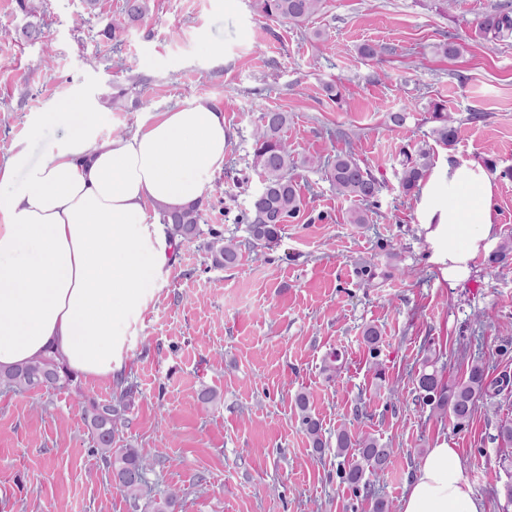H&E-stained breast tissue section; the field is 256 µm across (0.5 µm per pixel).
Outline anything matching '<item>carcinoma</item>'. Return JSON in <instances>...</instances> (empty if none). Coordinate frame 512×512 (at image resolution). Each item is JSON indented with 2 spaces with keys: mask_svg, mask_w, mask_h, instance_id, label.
Returning <instances> with one entry per match:
<instances>
[{
  "mask_svg": "<svg viewBox=\"0 0 512 512\" xmlns=\"http://www.w3.org/2000/svg\"><path fill=\"white\" fill-rule=\"evenodd\" d=\"M322 0H255L257 11L268 19L288 20L294 24L306 22L321 7ZM146 11V0H126L125 16L112 21V33H121L126 25L138 21ZM475 31L484 38L503 39L512 36V5L500 4L482 14L475 22ZM432 118L439 126L432 131L438 143L451 148L457 141L458 127L446 112L442 103L432 105ZM288 125V113L267 110L260 114L254 134V166L260 170L262 189L251 201L248 232L252 240L264 247H271L279 240L281 225L295 217L300 211L302 200L296 185L288 176L297 167V159L283 137ZM429 151L423 147L413 153H405L402 163L400 185L406 194L418 189L429 169ZM327 178L337 193L360 203H368L380 191L381 184L372 172L360 165L353 154H338L327 162ZM199 206L192 205L180 211L165 213L162 222L167 226L170 238L190 240L200 234ZM212 264L216 267H233L238 264L240 252L231 240L215 235L208 245ZM512 257V238L499 244L488 257V265L495 267ZM73 380V374L52 357H43L22 367L0 371V384L19 390H50L65 387ZM512 379L502 377L495 381L488 379L482 362L471 364L467 376L462 380L448 382L438 375L437 370L419 373L417 388L419 398L432 409L449 413L460 428L478 408L479 403L491 396V391L509 385ZM135 397V386L120 387L115 399L108 403L88 401L84 407L91 437L101 451L106 465L111 468L112 481L116 488L131 502L133 509L144 508L148 512H175L177 494L171 492L161 498H150L145 504L147 474L151 464L134 448L113 447L118 428L125 425V415ZM303 431L312 442V447L321 452L326 440L321 424L311 413L309 397L301 393L296 397ZM336 456L350 458L348 465L340 469L343 482L354 491L361 489L375 498L374 512H391L388 502L376 497L375 484L366 475L372 476L383 471L391 452L379 445L377 440L364 436L352 439L346 429L336 432Z\"/></svg>",
  "mask_w": 512,
  "mask_h": 512,
  "instance_id": "cac0c4a2",
  "label": "carcinoma"
}]
</instances>
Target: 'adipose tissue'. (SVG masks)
<instances>
[{
	"instance_id": "ef3b65f1",
	"label": "adipose tissue",
	"mask_w": 512,
	"mask_h": 512,
	"mask_svg": "<svg viewBox=\"0 0 512 512\" xmlns=\"http://www.w3.org/2000/svg\"><path fill=\"white\" fill-rule=\"evenodd\" d=\"M95 101L75 95L55 113L65 130L38 158L0 163V369L52 355L84 379L125 373L173 263L167 229L148 209L205 200L224 167V111L198 98L100 138ZM22 185H15V177ZM497 191L479 162L449 161L420 189L424 223L449 283L466 281L499 238ZM399 512H484L456 449H428Z\"/></svg>"
}]
</instances>
